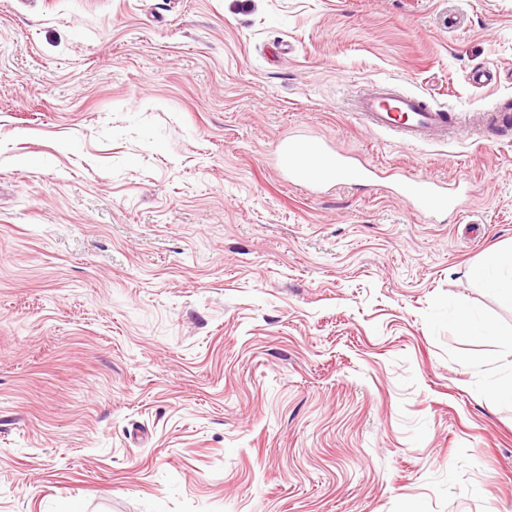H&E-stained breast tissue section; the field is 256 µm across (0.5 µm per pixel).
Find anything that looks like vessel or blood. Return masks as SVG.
I'll list each match as a JSON object with an SVG mask.
<instances>
[{"label":"vessel or blood","mask_w":512,"mask_h":512,"mask_svg":"<svg viewBox=\"0 0 512 512\" xmlns=\"http://www.w3.org/2000/svg\"><path fill=\"white\" fill-rule=\"evenodd\" d=\"M350 109L355 119L370 130L397 133L409 144L439 138L458 140L469 132L486 128L505 134L512 132V96L497 99L490 110L475 113L464 123L455 120L452 111L434 104L427 96L402 91L382 81L371 92L352 99ZM286 161L289 174L315 186L360 181L367 175L349 156L326 158L324 147H314L306 141L289 142ZM397 195L415 211L436 216L460 210L463 191L459 184L447 186L431 176L421 175L405 177Z\"/></svg>","instance_id":"obj_1"}]
</instances>
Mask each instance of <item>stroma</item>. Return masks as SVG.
Segmentation results:
<instances>
[{
    "instance_id": "obj_1",
    "label": "stroma",
    "mask_w": 512,
    "mask_h": 512,
    "mask_svg": "<svg viewBox=\"0 0 512 512\" xmlns=\"http://www.w3.org/2000/svg\"><path fill=\"white\" fill-rule=\"evenodd\" d=\"M381 80L490 109L512 0H0V512H512V141L400 145L343 104ZM291 138L380 175L289 184ZM397 196L406 201L415 211L431 217L448 210L459 211L463 192L459 183L448 187L431 176H406L398 185ZM470 276L495 292L503 304L512 306V250L507 254L490 250L471 268ZM452 322L459 330L460 335L466 339L474 336L496 337L501 335L494 324L477 319L467 310H458L454 314ZM486 364H493L499 375L489 388L493 401L512 400V347L507 354H493L485 358Z\"/></svg>"
}]
</instances>
